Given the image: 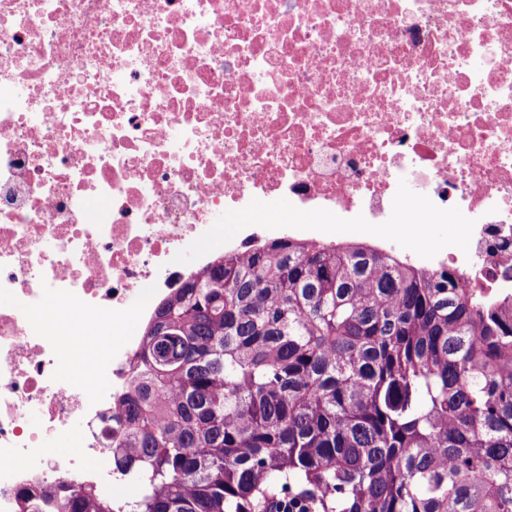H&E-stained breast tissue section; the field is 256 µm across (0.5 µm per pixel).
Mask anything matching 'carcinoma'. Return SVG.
Instances as JSON below:
<instances>
[{"mask_svg": "<svg viewBox=\"0 0 512 512\" xmlns=\"http://www.w3.org/2000/svg\"><path fill=\"white\" fill-rule=\"evenodd\" d=\"M136 500L57 512H512V297L392 250L283 237L224 254L146 326Z\"/></svg>", "mask_w": 512, "mask_h": 512, "instance_id": "1", "label": "carcinoma"}]
</instances>
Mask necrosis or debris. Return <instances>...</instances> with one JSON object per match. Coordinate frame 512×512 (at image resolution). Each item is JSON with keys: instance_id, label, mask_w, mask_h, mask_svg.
I'll list each match as a JSON object with an SVG mask.
<instances>
[{"instance_id": "necrosis-or-debris-1", "label": "necrosis or debris", "mask_w": 512, "mask_h": 512, "mask_svg": "<svg viewBox=\"0 0 512 512\" xmlns=\"http://www.w3.org/2000/svg\"><path fill=\"white\" fill-rule=\"evenodd\" d=\"M284 200L274 222L217 218ZM512 294V0H0V512L117 482L151 322L215 255L331 218ZM458 236L459 228L453 225L436 224L429 227L428 249L433 253L448 251V244L454 242Z\"/></svg>"}]
</instances>
